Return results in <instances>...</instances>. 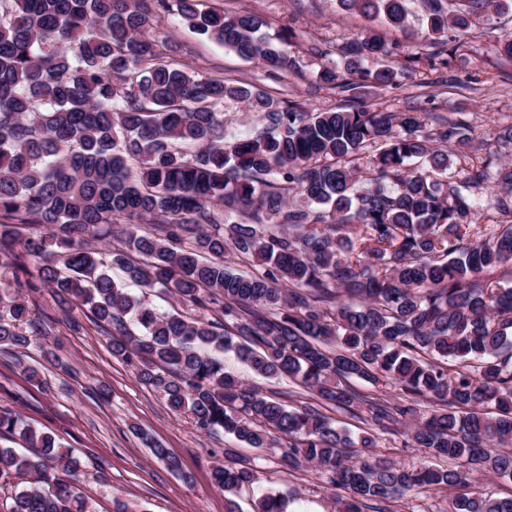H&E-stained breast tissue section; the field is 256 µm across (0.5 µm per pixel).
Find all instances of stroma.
I'll list each match as a JSON object with an SVG mask.
<instances>
[{
  "mask_svg": "<svg viewBox=\"0 0 512 512\" xmlns=\"http://www.w3.org/2000/svg\"><path fill=\"white\" fill-rule=\"evenodd\" d=\"M220 6L262 17L268 33L295 31L301 49L296 65L282 72L240 59L223 45L190 31L174 15L158 23L188 69L229 81H246L273 96L316 110L355 100L377 112L459 113L474 134L493 140L512 125V59L495 48L498 36L512 33V11L481 20L466 34V46L439 52L426 37L425 10L410 0L408 22L388 28L382 18L367 20L342 10L338 0H219ZM382 30L389 43L387 64L399 70L397 85L340 89L321 84L316 73L325 60H339L343 48L368 29ZM442 63L428 66V56ZM42 315L55 321L51 335L21 352L0 351V407L21 415L36 428L58 436L80 461V487L96 512H225L224 494L211 472L234 447L257 457L259 481L244 492L242 512H252L258 491L299 497L303 512H336L338 490L326 487L313 471L292 470L272 451L235 444L224 434H207L184 415H175L161 394L139 383L133 371L112 355L109 339L83 321L72 330L49 292L37 296ZM39 369L44 383L30 384L22 369ZM150 435L180 461L181 473L167 469L142 440Z\"/></svg>",
  "mask_w": 512,
  "mask_h": 512,
  "instance_id": "stroma-1",
  "label": "stroma"
}]
</instances>
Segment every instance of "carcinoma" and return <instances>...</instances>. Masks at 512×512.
<instances>
[{
  "label": "carcinoma",
  "instance_id": "obj_1",
  "mask_svg": "<svg viewBox=\"0 0 512 512\" xmlns=\"http://www.w3.org/2000/svg\"><path fill=\"white\" fill-rule=\"evenodd\" d=\"M203 2L0 0V350L51 333L33 316L46 289L108 326L113 356L172 411L312 468L348 493L343 512L435 489L448 491V512H512V494L477 487L512 480V287L485 279L512 266V164L488 151L454 170V150L473 141L462 116L430 129L419 112L314 111L186 70L153 29L166 14L246 61L294 65L258 35L260 18ZM407 2L340 0L393 27ZM423 2L435 39L512 10V0ZM388 53L367 32L317 79L391 86L392 68L362 67ZM228 102L257 115L249 135L224 136ZM492 180L501 191L487 202ZM489 208L501 219L480 223ZM237 259L259 271L233 269ZM114 267L183 310L130 296ZM226 355L292 379L310 400L288 407L227 371ZM351 378L393 384L402 400L369 399ZM330 411L365 428L354 439ZM385 433L455 466L381 458ZM2 436L31 452L0 446V486L15 487L0 512H94L54 435L0 409ZM212 478L225 512H238L256 469L226 448ZM289 504L266 491L255 512Z\"/></svg>",
  "mask_w": 512,
  "mask_h": 512
}]
</instances>
